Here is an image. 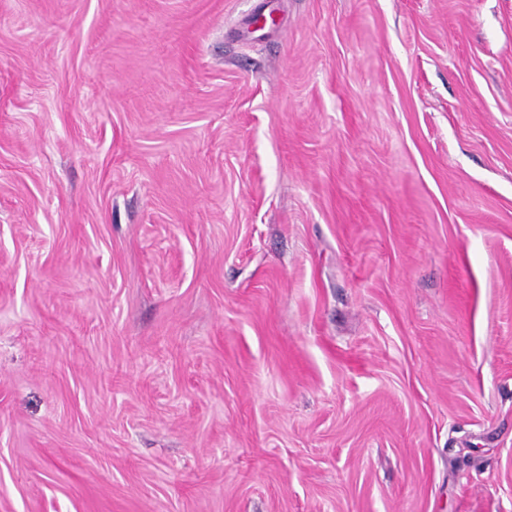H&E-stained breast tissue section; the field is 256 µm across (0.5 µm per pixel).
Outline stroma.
Wrapping results in <instances>:
<instances>
[{"mask_svg": "<svg viewBox=\"0 0 512 512\" xmlns=\"http://www.w3.org/2000/svg\"><path fill=\"white\" fill-rule=\"evenodd\" d=\"M0 512H512V0H0Z\"/></svg>", "mask_w": 512, "mask_h": 512, "instance_id": "35a3bbf8", "label": "stroma"}]
</instances>
